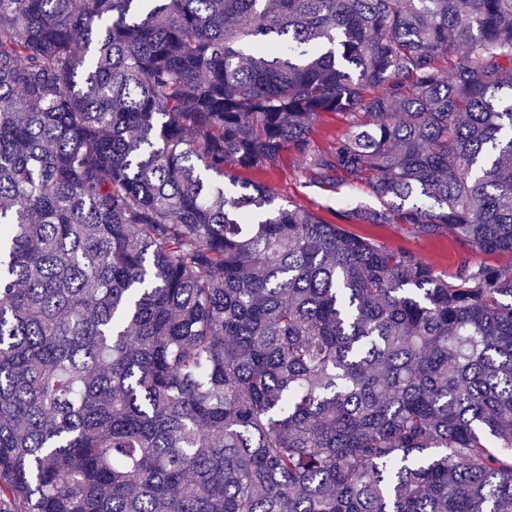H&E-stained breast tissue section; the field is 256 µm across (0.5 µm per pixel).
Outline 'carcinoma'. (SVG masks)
<instances>
[{
  "mask_svg": "<svg viewBox=\"0 0 512 512\" xmlns=\"http://www.w3.org/2000/svg\"><path fill=\"white\" fill-rule=\"evenodd\" d=\"M347 224L512 254V0H0V512H512V266ZM346 128L345 121L339 115H326L317 126L314 136L320 145H325L330 140L329 136L338 135ZM304 164L296 155H288L265 174L266 184L283 203L288 201L310 206L325 220L334 221L332 210H338L349 199L369 207L378 208V201L369 189L358 184L355 187L341 186L333 189H318L310 186L303 174ZM347 229L355 234L393 248L408 251L433 264L439 271L454 268L457 262L467 257L474 264L501 267L512 265L511 254L487 255L464 249L452 236L437 239L418 238L410 235L401 224H349Z\"/></svg>",
  "mask_w": 512,
  "mask_h": 512,
  "instance_id": "obj_1",
  "label": "carcinoma"
}]
</instances>
